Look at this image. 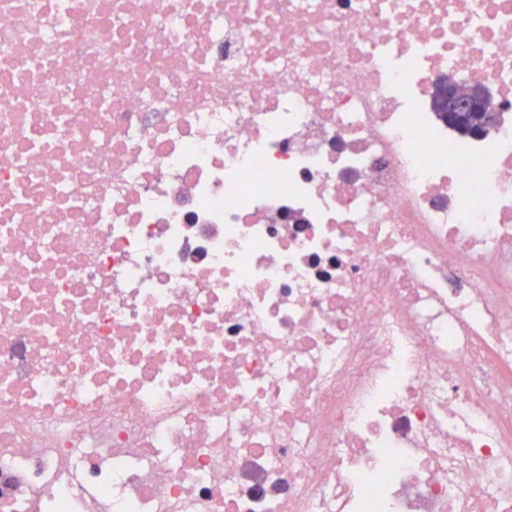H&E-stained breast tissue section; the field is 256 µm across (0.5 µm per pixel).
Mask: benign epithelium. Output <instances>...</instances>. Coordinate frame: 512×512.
<instances>
[{
    "label": "benign epithelium",
    "instance_id": "obj_1",
    "mask_svg": "<svg viewBox=\"0 0 512 512\" xmlns=\"http://www.w3.org/2000/svg\"><path fill=\"white\" fill-rule=\"evenodd\" d=\"M438 111L448 122L468 128V133L480 135L490 128L498 110L505 107L495 102L492 91L481 85H467L452 76L440 78L432 92Z\"/></svg>",
    "mask_w": 512,
    "mask_h": 512
}]
</instances>
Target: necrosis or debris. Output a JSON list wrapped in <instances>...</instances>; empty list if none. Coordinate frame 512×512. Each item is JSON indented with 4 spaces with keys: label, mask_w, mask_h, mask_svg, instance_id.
Returning a JSON list of instances; mask_svg holds the SVG:
<instances>
[{
    "label": "necrosis or debris",
    "mask_w": 512,
    "mask_h": 512,
    "mask_svg": "<svg viewBox=\"0 0 512 512\" xmlns=\"http://www.w3.org/2000/svg\"><path fill=\"white\" fill-rule=\"evenodd\" d=\"M0 512H512V0H0ZM432 99L438 105V112L448 122L468 128V134L480 135L487 132L496 118L498 110L506 103L495 102L490 89L481 85L460 83L452 76L440 78L432 92Z\"/></svg>",
    "instance_id": "obj_1"
}]
</instances>
